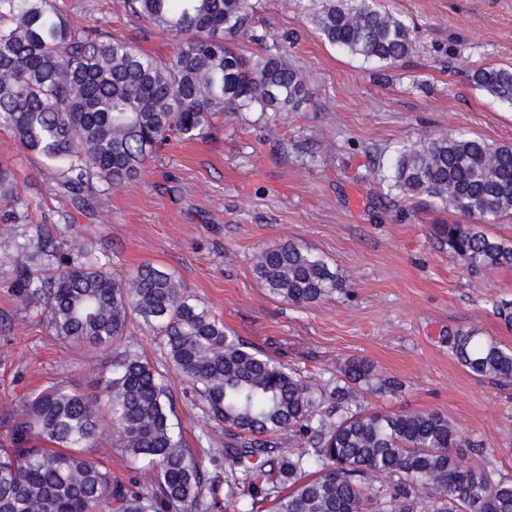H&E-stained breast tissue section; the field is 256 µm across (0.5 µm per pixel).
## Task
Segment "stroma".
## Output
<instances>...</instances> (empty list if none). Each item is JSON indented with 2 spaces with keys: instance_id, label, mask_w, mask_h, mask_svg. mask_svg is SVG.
I'll list each match as a JSON object with an SVG mask.
<instances>
[{
  "instance_id": "obj_1",
  "label": "stroma",
  "mask_w": 512,
  "mask_h": 512,
  "mask_svg": "<svg viewBox=\"0 0 512 512\" xmlns=\"http://www.w3.org/2000/svg\"><path fill=\"white\" fill-rule=\"evenodd\" d=\"M379 2L415 40L394 67L324 42L315 0H254L265 40L241 36L235 45L257 57L287 44L284 59L308 90L300 106L217 114L202 137H170L139 179L94 182L83 211L64 204L44 159L0 128V164L31 205L26 220L0 221V447H9V416L27 396L59 383L100 398L115 353L125 350L165 375L173 420L193 454L225 441L223 424L140 322L108 351L56 336L44 303L23 300V277L54 272L26 248L41 237L63 253L81 247L88 261L124 278L148 263L166 270L227 328L313 386L335 384L345 359L365 360L402 386L362 392V408L447 416L512 478V384L470 374L447 340L473 329L512 350V327L491 309L492 300L512 299V269L466 270L435 234L461 216L432 199L408 198L391 176L398 149L431 135L512 144V106L471 81L477 67H512V0ZM59 4L73 27H98L156 57L170 51V35L125 0ZM288 242L324 259L342 290L305 307L269 295L255 259ZM121 441L120 429L103 420L89 455L126 481L137 463Z\"/></svg>"
}]
</instances>
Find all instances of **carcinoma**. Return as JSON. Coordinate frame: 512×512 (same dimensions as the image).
<instances>
[{
  "mask_svg": "<svg viewBox=\"0 0 512 512\" xmlns=\"http://www.w3.org/2000/svg\"><path fill=\"white\" fill-rule=\"evenodd\" d=\"M130 10L175 37L157 58L98 28L72 27L53 0H0V127L43 156L52 180L84 209L93 179L138 178L173 135L205 133L217 112L296 108L306 90L281 54L250 60L231 41L252 31L251 0H127ZM315 23L327 43L365 62L397 65L413 46L409 27L369 0H320ZM473 83L512 105V68L480 67ZM393 179L406 192L451 206L467 223L439 234L471 271L512 268V244L484 227L512 213V145L464 134L401 148ZM4 219L28 203L0 167ZM262 288L295 306L342 286L321 258L291 243L262 250ZM21 296L42 300L54 334L110 348L136 317L162 336L173 370L224 424V447L207 452L224 479L209 477L171 418L165 376L124 353L103 383L107 415L123 450L148 466L126 484L83 449L99 434L96 402L66 385L45 389L10 415L0 448V512H211L225 499L245 512H512V479L497 462L471 460L470 445L439 413L361 408L359 390L381 391L372 366L348 359L336 385L315 391L300 373L224 328L169 273L140 267L126 281L97 263L65 262L49 279H25ZM457 362L476 377L512 380V351L475 330L448 334ZM296 451L285 450L281 438Z\"/></svg>",
  "mask_w": 512,
  "mask_h": 512,
  "instance_id": "cac0c4a2",
  "label": "carcinoma"
}]
</instances>
